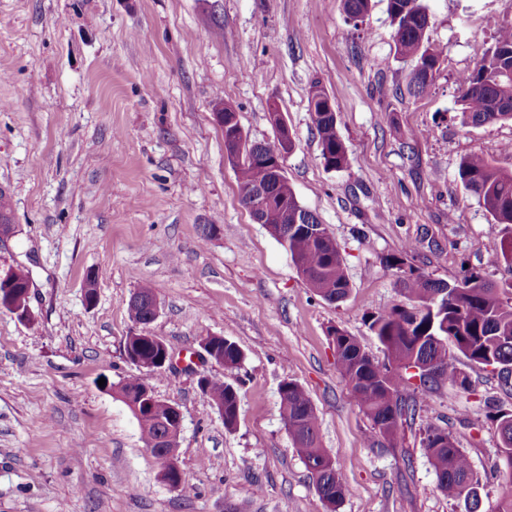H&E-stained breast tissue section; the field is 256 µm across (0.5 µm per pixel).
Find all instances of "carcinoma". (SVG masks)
Instances as JSON below:
<instances>
[{
  "mask_svg": "<svg viewBox=\"0 0 512 512\" xmlns=\"http://www.w3.org/2000/svg\"><path fill=\"white\" fill-rule=\"evenodd\" d=\"M351 19L362 17L371 0H342ZM387 9L395 25L396 52L422 71L409 72L407 91L415 97L427 95L438 63L444 56L442 46L430 41L427 29L430 17L422 0H387ZM458 116L464 125H483L512 120V28H503L495 36L475 68L460 80ZM308 109L313 114L320 159L328 170L348 167L346 147L337 131V117L327 92L317 83L311 85ZM224 129L225 152L238 153L232 161L243 189L262 188L269 200L263 212L270 234L285 233L280 244L306 286L322 299L337 303L349 294L350 282L344 257L330 237L320 228L318 217L302 206L291 187L274 177L260 158L262 151L247 140L234 114ZM464 189L493 218L494 223L512 226V171L495 164L487 153L463 157L457 170ZM412 247L382 258L383 264L400 273L399 294L409 305L397 303L369 317V329L382 347L385 359L375 361L357 339L339 327L328 335L336 350L341 376L361 412L370 422L366 439L373 448L398 447L404 426L416 420L427 406L429 394L440 383L468 389L469 377L458 367V355L471 364L498 372L501 387L512 391V278L500 282L467 270L452 282L433 279L409 264ZM496 262L512 272V235L494 247ZM155 295L150 283L137 291L139 301L129 304L133 324L146 320L148 302ZM217 355L224 358V371L240 369L244 355L238 345L222 336L213 337ZM434 364L437 373L420 383L410 382L411 366ZM201 394L221 412L224 428L232 430L238 419L240 394L232 384L211 378ZM280 410L292 447L308 470L326 512H337L346 494L337 461L322 447L318 418L313 403L298 383L285 380L279 388ZM171 413L169 403L149 397L136 417L141 440L147 448L160 446L167 433ZM499 436V456L494 469L499 474L497 504L493 512H512V412L497 410L490 415ZM421 445L425 448L438 489L450 501H464L467 512H479L480 479L466 452L454 435L428 420L422 421Z\"/></svg>",
  "mask_w": 512,
  "mask_h": 512,
  "instance_id": "cac0c4a2",
  "label": "carcinoma"
}]
</instances>
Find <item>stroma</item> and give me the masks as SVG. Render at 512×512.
I'll use <instances>...</instances> for the list:
<instances>
[{
    "mask_svg": "<svg viewBox=\"0 0 512 512\" xmlns=\"http://www.w3.org/2000/svg\"><path fill=\"white\" fill-rule=\"evenodd\" d=\"M424 3L445 56L416 99L387 0L359 20L341 0H0V190L18 228L0 242V267L29 269L35 313L24 323L0 309V512H325L280 415L286 379L309 394L339 463V512H466L438 490L418 428L398 448L369 446L328 336L339 327L382 359L368 318L400 302L382 258L409 243L435 279L467 267L512 277L492 252L512 232L457 178L475 152L512 170L511 120L457 117L459 79L512 27V0ZM315 83L347 149L339 172L319 158ZM218 95L253 142L274 143L268 112H283L294 140L285 175L341 249L344 301L314 295L242 205L212 116ZM146 282L161 304L148 331L174 356L149 384L183 415L180 490L112 392L141 375L125 343L130 298ZM206 336L234 341L241 369L205 360ZM458 366L471 391L440 386L427 415L452 430L480 477L481 512H492L499 449L484 401L512 411V395L491 369ZM203 375L238 387L234 430L203 398Z\"/></svg>",
    "mask_w": 512,
    "mask_h": 512,
    "instance_id": "1",
    "label": "stroma"
}]
</instances>
